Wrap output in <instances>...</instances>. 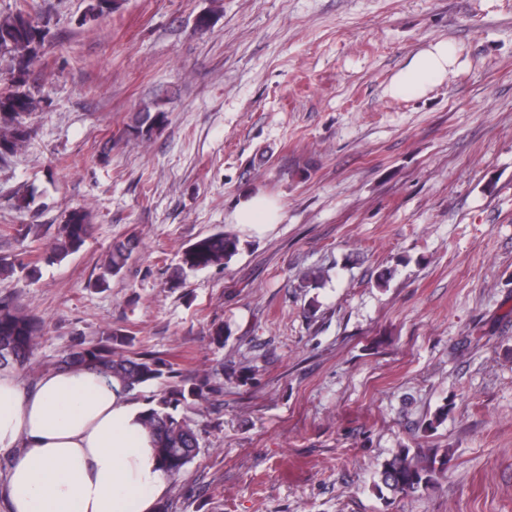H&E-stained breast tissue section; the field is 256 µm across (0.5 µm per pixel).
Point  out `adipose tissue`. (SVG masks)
Segmentation results:
<instances>
[{
    "instance_id": "obj_1",
    "label": "adipose tissue",
    "mask_w": 512,
    "mask_h": 512,
    "mask_svg": "<svg viewBox=\"0 0 512 512\" xmlns=\"http://www.w3.org/2000/svg\"><path fill=\"white\" fill-rule=\"evenodd\" d=\"M455 58L439 42L414 56L389 91L422 93ZM146 407L92 370L54 369L33 387L0 372V454H12L9 512H156L169 482L143 425Z\"/></svg>"
}]
</instances>
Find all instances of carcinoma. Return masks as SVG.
Returning <instances> with one entry per match:
<instances>
[{"instance_id": "cac0c4a2", "label": "carcinoma", "mask_w": 512, "mask_h": 512, "mask_svg": "<svg viewBox=\"0 0 512 512\" xmlns=\"http://www.w3.org/2000/svg\"><path fill=\"white\" fill-rule=\"evenodd\" d=\"M48 15L41 6L28 4L0 19V60L7 58L10 67L0 72V161L6 160L31 134L26 117L39 110L40 100L26 89L29 69L42 53L48 33L43 21ZM166 122L164 112H141L132 129L140 136H150ZM91 234L89 215L74 209L58 225L49 246L50 257L63 260L78 252ZM138 240L129 236L112 243L100 272L93 282L95 288L109 287L112 277L127 267ZM236 238L222 233L204 235L189 244L174 268L172 279L177 281L186 270L222 266L237 252ZM33 276L34 262L20 258L0 257V275L16 272ZM41 324L13 302L0 300V369L24 367L34 356ZM133 339L121 330H114L95 343L80 342L61 359L70 368H88L108 380L120 382L133 392L174 370L163 359L148 353L125 354L123 349ZM209 380L181 381L157 393L145 414L144 423L155 437V452L161 469L169 476L178 475L196 456L198 437L186 419L177 414L179 407H190L206 397ZM449 453L438 455L436 448H401L377 471L374 482L377 491L388 490L395 496H408L432 487L437 475L446 469Z\"/></svg>"}]
</instances>
